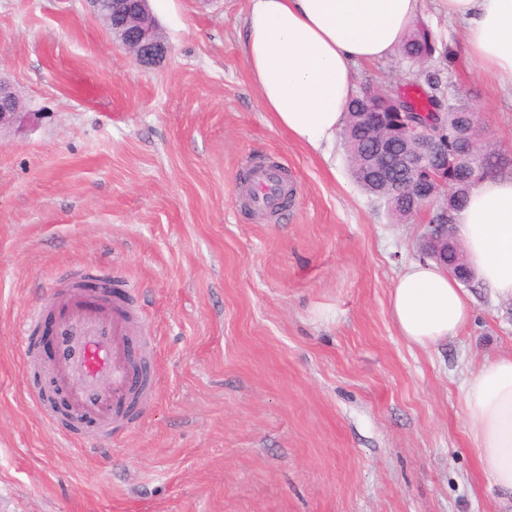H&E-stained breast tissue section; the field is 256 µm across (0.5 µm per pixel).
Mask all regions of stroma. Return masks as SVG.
<instances>
[{
    "label": "stroma",
    "mask_w": 512,
    "mask_h": 512,
    "mask_svg": "<svg viewBox=\"0 0 512 512\" xmlns=\"http://www.w3.org/2000/svg\"><path fill=\"white\" fill-rule=\"evenodd\" d=\"M169 52L143 66L88 0H0V78L25 103L0 133V512H512L477 468L464 385L512 351V300L470 283L473 316L422 350L388 296L422 260L352 179L342 141L288 138L241 41L249 0H151ZM419 20L450 65L400 53L356 87L439 81L512 154V93L464 51L440 0ZM296 186L276 216L240 201L251 163ZM137 282L156 336L150 405L112 440L48 424L19 332L62 276Z\"/></svg>",
    "instance_id": "stroma-1"
}]
</instances>
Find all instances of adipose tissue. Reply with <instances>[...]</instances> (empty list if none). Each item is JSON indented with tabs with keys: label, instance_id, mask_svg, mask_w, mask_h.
I'll list each match as a JSON object with an SVG mask.
<instances>
[{
	"label": "adipose tissue",
	"instance_id": "1",
	"mask_svg": "<svg viewBox=\"0 0 512 512\" xmlns=\"http://www.w3.org/2000/svg\"><path fill=\"white\" fill-rule=\"evenodd\" d=\"M465 25L468 55L512 91V0H443ZM420 0H250L242 52L260 103L291 139L317 149L344 124L358 65L391 54L419 23ZM467 263L493 296L512 299V176H488L452 215ZM390 316L427 349L468 324L469 296L433 261L400 273ZM465 425L480 471L512 494V353L483 362L465 384Z\"/></svg>",
	"mask_w": 512,
	"mask_h": 512
}]
</instances>
